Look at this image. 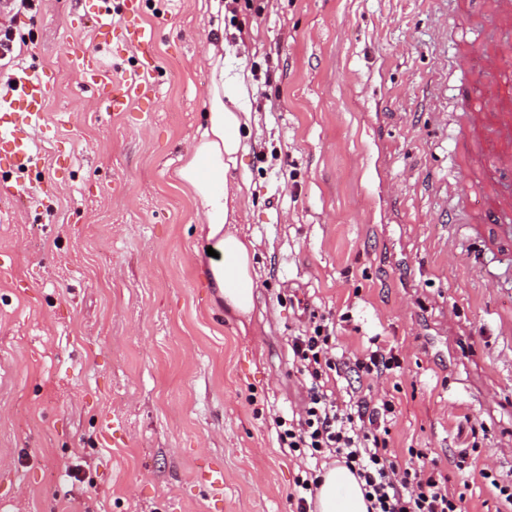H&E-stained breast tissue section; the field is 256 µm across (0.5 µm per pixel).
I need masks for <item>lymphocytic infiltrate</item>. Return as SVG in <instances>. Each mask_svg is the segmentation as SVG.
Instances as JSON below:
<instances>
[{
  "mask_svg": "<svg viewBox=\"0 0 512 512\" xmlns=\"http://www.w3.org/2000/svg\"><path fill=\"white\" fill-rule=\"evenodd\" d=\"M333 332V322L314 315L309 330L292 338V365L307 384V398L300 412L274 420L280 447L308 462L291 494L297 512H310L319 463L331 458L362 481L368 512H462L463 498L449 487L437 458L412 448L402 462L391 453L387 424L396 412L394 399L353 394L343 400L329 387L351 372L381 378L399 367V358L381 346L337 356Z\"/></svg>",
  "mask_w": 512,
  "mask_h": 512,
  "instance_id": "f902f5d3",
  "label": "lymphocytic infiltrate"
}]
</instances>
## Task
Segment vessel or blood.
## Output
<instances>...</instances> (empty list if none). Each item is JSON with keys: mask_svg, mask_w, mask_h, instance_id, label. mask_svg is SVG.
Returning <instances> with one entry per match:
<instances>
[{"mask_svg": "<svg viewBox=\"0 0 512 512\" xmlns=\"http://www.w3.org/2000/svg\"><path fill=\"white\" fill-rule=\"evenodd\" d=\"M124 17L127 21L121 34L129 48L141 57L152 53V41L148 34L135 27L139 12L138 0H124ZM72 69L82 71L89 80L99 83L100 94L114 111H123L137 97L146 96L150 87L135 81L101 80L100 59L85 48L68 44L63 48ZM512 57V33L501 37L497 50L491 55L473 59L464 55L460 60L463 71L480 68L486 75L498 72L503 59ZM13 80L15 85L9 97H0V167L25 170L39 165L41 157L31 147L32 132L43 115L49 93L48 73L33 69L18 70ZM462 98L466 101L474 126L486 128L484 152L489 159L490 171L512 189V150L498 146L499 139L512 141V114L498 111L490 105L476 83L462 85ZM493 235L486 241L487 249L495 251L501 258L512 262V210H498L493 225Z\"/></svg>", "mask_w": 512, "mask_h": 512, "instance_id": "b4317fda", "label": "vessel or blood"}]
</instances>
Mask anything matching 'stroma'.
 <instances>
[{
    "label": "stroma",
    "mask_w": 512,
    "mask_h": 512,
    "mask_svg": "<svg viewBox=\"0 0 512 512\" xmlns=\"http://www.w3.org/2000/svg\"><path fill=\"white\" fill-rule=\"evenodd\" d=\"M208 0H140L152 29L150 101L109 108L62 54L103 49L84 0L9 16L15 68L55 72L36 169L1 173L30 196L0 201V512H296L298 462L273 408L306 386L288 343L331 318L345 355L370 339L400 368L361 378L394 396L391 448L439 457L465 512H498L479 474L512 478V267L469 249L500 187L456 89L467 50L492 51L495 0H233L224 74L245 76L251 321L213 301L208 244L173 178L202 120ZM455 210L454 226L441 216ZM220 467L224 484L198 478Z\"/></svg>",
    "instance_id": "1"
}]
</instances>
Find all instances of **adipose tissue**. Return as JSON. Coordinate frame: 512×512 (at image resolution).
<instances>
[{
	"instance_id": "adipose-tissue-1",
	"label": "adipose tissue",
	"mask_w": 512,
	"mask_h": 512,
	"mask_svg": "<svg viewBox=\"0 0 512 512\" xmlns=\"http://www.w3.org/2000/svg\"><path fill=\"white\" fill-rule=\"evenodd\" d=\"M223 44V33L212 34L206 53L207 110L174 178L191 190L202 217L200 230L219 255L204 266L203 276L227 313L242 325L249 322L254 308L255 247L236 227L249 185L229 182L228 175L241 164L245 150L242 132L249 115L232 104L246 95L247 85L241 77L225 80ZM314 508L315 512H367V502L358 478L339 463L324 471Z\"/></svg>"
}]
</instances>
